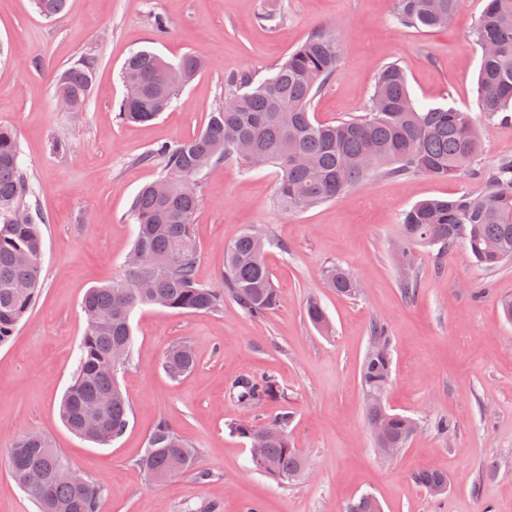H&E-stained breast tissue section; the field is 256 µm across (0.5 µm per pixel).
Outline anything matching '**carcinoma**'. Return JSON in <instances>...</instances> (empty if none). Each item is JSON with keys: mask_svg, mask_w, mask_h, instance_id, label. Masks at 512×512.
Masks as SVG:
<instances>
[{"mask_svg": "<svg viewBox=\"0 0 512 512\" xmlns=\"http://www.w3.org/2000/svg\"><path fill=\"white\" fill-rule=\"evenodd\" d=\"M35 5L42 15L54 17L66 10L67 0H35ZM462 6L463 0H396V19L405 27L444 28ZM474 36L479 47L490 46L481 51L478 110L488 122L498 117L507 120L512 112V0H487ZM340 54L333 33L322 26L314 29L270 74L227 76L224 98L231 100V107L209 113L200 134L142 157L144 161L159 158L162 172L131 202L137 233L125 259V277L91 289L83 300L82 308L92 318L86 322L76 373L60 404L61 419L73 433L106 446L126 430L129 405L118 382L125 363L114 362L112 350L122 347L131 358V317L136 309L158 305L215 311L224 305L226 295L253 318H263L278 306V291L265 262L270 240L253 230L225 246L224 287L197 282L193 221L199 195H185L184 185L198 188L200 160L217 164L234 159L250 168L277 166L276 199L287 212L332 201L379 172L448 179L472 166L480 148L478 117L450 105H418L396 64L379 69L363 114L331 122L311 116L312 102L335 75ZM94 68V60L83 58L60 73L56 90L67 93L70 109L84 105ZM201 69L202 62L192 54L167 61L150 49L131 52L122 70L127 95L118 105L120 118L130 123L155 119L173 106L180 90ZM486 182V190L478 196L413 205L401 219L404 244L437 245L444 252L462 245L488 270L512 261V160L501 162ZM30 196L16 136L1 126L0 345L25 319L41 285L42 215L27 201ZM324 277L336 293H354V282L343 268L330 266ZM306 316L315 327H328L319 302L307 304ZM373 333L383 347L369 349L361 364V383L370 397L367 417L388 419L387 442L377 447L403 448L415 423L389 412L378 400L389 381L391 357L384 328L376 325ZM194 366L195 358L185 345L168 350L162 363L172 379L189 374ZM237 388V401L244 405L280 395L271 375L244 376ZM289 420L284 415L267 424L278 437L260 456L251 457L256 469L279 480L298 476L305 464L290 446ZM194 462L192 446L165 419L155 424L139 459L145 472L162 476L186 473ZM8 465L39 512H99L103 490L87 479L76 485L66 474L69 462L42 433L18 435L9 449ZM413 481L427 489L448 483V476L423 469Z\"/></svg>", "mask_w": 512, "mask_h": 512, "instance_id": "1", "label": "carcinoma"}]
</instances>
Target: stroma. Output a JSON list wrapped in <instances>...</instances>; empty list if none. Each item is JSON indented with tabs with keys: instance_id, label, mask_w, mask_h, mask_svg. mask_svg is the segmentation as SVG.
Returning <instances> with one entry per match:
<instances>
[{
	"instance_id": "obj_1",
	"label": "stroma",
	"mask_w": 512,
	"mask_h": 512,
	"mask_svg": "<svg viewBox=\"0 0 512 512\" xmlns=\"http://www.w3.org/2000/svg\"><path fill=\"white\" fill-rule=\"evenodd\" d=\"M265 2L283 23L258 22ZM485 4L464 0L451 26L425 32L396 23L395 0H68L53 19L32 0H0V126L15 133L46 218L40 292L0 345V512H37L7 465L12 442L27 431L48 435L103 489L100 512H347L365 494L381 512H512V321L499 308L512 298V263L488 270L461 247H412L406 267L397 255L401 215L413 204L484 192L486 173L512 159V120L481 123L472 172L376 175L305 212L276 206L275 166L225 161L204 170L194 220L198 281L221 285L225 245L259 231L275 242L266 262L277 309L253 318L229 298L205 313L142 307L132 318L134 353L119 373L126 431L99 446L72 434L59 412L77 368L83 298L122 277L136 229L131 200L159 172L140 156L200 133L224 102L225 77L269 74L320 26L337 35L341 57L312 103L317 120L361 114L378 70L393 63L420 104L475 109L481 53L472 31ZM144 47L170 61L191 53L206 67L171 109L129 124L118 116L127 92L121 71ZM83 58L96 62L92 89L69 111L55 96L56 77ZM330 265L355 279L356 294L327 287L321 272ZM407 278L414 294L402 288ZM312 299L325 309L328 331L308 321ZM376 323L391 339L384 404L417 423L392 460L375 449L359 376ZM177 343L191 348L196 366L174 380L162 362ZM248 374L275 376L283 396L240 405L234 385ZM285 413L290 443L308 467L283 482L253 468L249 443L229 424ZM161 418L197 459L193 471L155 483L139 459ZM441 419L448 429L438 428ZM422 468L447 474L444 494L413 482Z\"/></svg>"
}]
</instances>
